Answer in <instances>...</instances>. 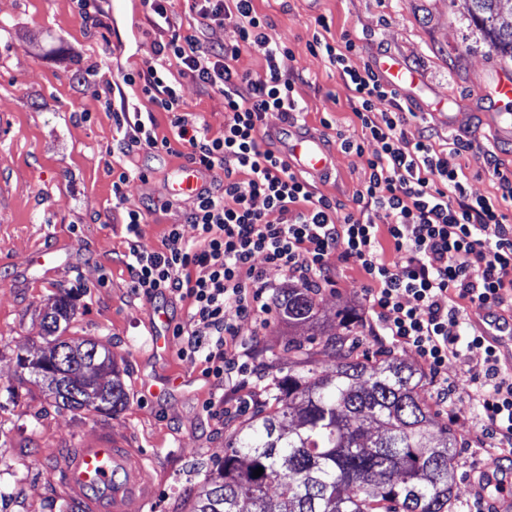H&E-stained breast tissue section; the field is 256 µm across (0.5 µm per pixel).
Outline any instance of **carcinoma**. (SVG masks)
Returning <instances> with one entry per match:
<instances>
[{
	"label": "carcinoma",
	"instance_id": "carcinoma-1",
	"mask_svg": "<svg viewBox=\"0 0 512 512\" xmlns=\"http://www.w3.org/2000/svg\"><path fill=\"white\" fill-rule=\"evenodd\" d=\"M473 23L503 58L512 57V10L504 0H468ZM316 288H288L278 309L292 325L317 321ZM73 314L62 296L43 321L46 335ZM330 334L323 350L336 357V372L323 375L306 363L269 388L270 411H260L235 432L190 512H459L450 429L434 437L431 406L418 392L421 375L390 352L378 365L355 356V324ZM18 365L49 381L57 405L70 411L112 414L126 399L112 352L94 342L60 341ZM383 429L374 436L373 427ZM263 468L255 477L254 470ZM281 491L271 497L270 483Z\"/></svg>",
	"mask_w": 512,
	"mask_h": 512
}]
</instances>
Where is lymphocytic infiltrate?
<instances>
[{
	"instance_id": "obj_1",
	"label": "lymphocytic infiltrate",
	"mask_w": 512,
	"mask_h": 512,
	"mask_svg": "<svg viewBox=\"0 0 512 512\" xmlns=\"http://www.w3.org/2000/svg\"><path fill=\"white\" fill-rule=\"evenodd\" d=\"M198 17L186 32L153 40V55L174 58L183 76L224 99L227 118L222 136L211 138L180 113L179 89L165 68L148 65L124 75L170 116L171 136H158L154 123L131 119L121 107L114 119L124 128L128 148L178 155L207 170H222L220 187L195 197L187 223L196 241L185 240L179 225L165 229L161 246L141 242L150 206L129 204L124 188L128 171L112 183L115 206L124 215L125 266L134 296L149 302L189 300L188 321L173 327L184 337L180 357L200 360L218 384L238 381L242 366L228 352L238 336L237 318L261 319L277 288L268 277L279 271L303 286L329 282L334 259L357 265L365 274L364 296L383 337L413 347L430 374L440 377L449 359L482 350V363L469 367L474 398L493 437L492 450L512 453V377L500 358L466 321V306L488 312L512 307V220L502 207L512 204V178L501 177L495 198L467 196L460 180V148L434 150L432 134H407L406 110L398 92L372 68H353L355 39L329 42L320 31L308 47L338 72L353 111L377 145L368 158L369 178L356 200L359 212L338 216L339 202L314 196L310 184L262 143L267 114L283 120L301 114L297 80L283 72L279 59L288 46L271 34L272 24L253 0H191ZM234 20L239 41L210 42L212 26ZM262 51V74L240 70L242 49ZM383 110L382 122L373 112ZM394 245L396 259L383 258L381 236ZM264 266H256V256Z\"/></svg>"
}]
</instances>
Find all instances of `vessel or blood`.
Here are the masks:
<instances>
[{
    "instance_id": "1",
    "label": "vessel or blood",
    "mask_w": 512,
    "mask_h": 512,
    "mask_svg": "<svg viewBox=\"0 0 512 512\" xmlns=\"http://www.w3.org/2000/svg\"><path fill=\"white\" fill-rule=\"evenodd\" d=\"M375 73L399 93L407 94L410 107L421 100L409 93L420 86L419 73L393 54H381L374 60ZM493 111L512 102V79L499 81L484 92ZM283 142L282 155L297 172L321 176L331 170L332 153L315 134L298 124H288L277 131ZM210 171L188 165L179 168L167 185L168 194H198L207 187ZM481 334L504 357L512 356V330L492 324L482 327ZM170 330L166 316H159L150 331L151 352L167 357ZM62 487L68 499L77 501L81 512H142L154 488L142 456L109 440L75 449L66 456L62 466Z\"/></svg>"
}]
</instances>
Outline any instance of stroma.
Wrapping results in <instances>:
<instances>
[{"mask_svg":"<svg viewBox=\"0 0 512 512\" xmlns=\"http://www.w3.org/2000/svg\"><path fill=\"white\" fill-rule=\"evenodd\" d=\"M110 28L86 24L73 0H0V512H78L64 495L61 465L67 449L94 437H110L143 454L155 493L146 512H189L191 499L205 484L206 471L222 459L226 441L252 413L265 409L273 378L300 370L289 343L306 341L313 330L291 326L277 310L265 325L239 321L231 349L244 362L242 390L225 391L223 419L207 414L204 403L217 388L200 361L179 358L183 337H172L167 358L149 351L152 303L136 298L122 255L126 231L112 198L113 170L127 168L130 203L153 201L143 226V243L156 248L164 228L185 221L195 199L177 198L164 207L167 184L183 158L125 151L124 131L111 112L80 85L86 77L98 88L120 83L125 72L152 60L155 34L141 0H104ZM256 10L273 23L285 42L284 72L302 75L299 87L302 126L320 135L333 154L331 176L311 189L353 207L369 177L366 141L335 69L312 53L308 42L316 17H326L328 40L351 35L358 49L353 66L369 65L374 55L392 53L415 68L443 99L427 98V111L415 113L407 128L428 127L436 150L470 142L458 158L468 195H499L501 176H512V136L491 122L485 87L512 60L500 59L468 16L467 0H255ZM181 110L209 136L224 131V99L180 78ZM362 144L363 153L340 143ZM498 168H489L485 151ZM332 282L317 296L322 329L340 332L339 321L353 313L358 354L375 356L383 346L366 312L364 273L336 261ZM69 295L73 315L61 323L60 340L96 342L109 349L121 372L126 402L112 415L57 409L47 384L22 375L18 355L37 356L47 347L42 319L60 295ZM473 350L468 363L449 360V382L457 390L440 401L438 386L424 376L421 393L433 406L431 432L447 427L460 449L454 466L455 492L464 512H486L497 487L472 484L479 471L497 473L512 486V460L484 452L486 428L470 393L467 366L480 362ZM168 380L165 391L146 387ZM14 394H7V387Z\"/></svg>","mask_w":512,"mask_h":512,"instance_id":"1","label":"stroma"}]
</instances>
